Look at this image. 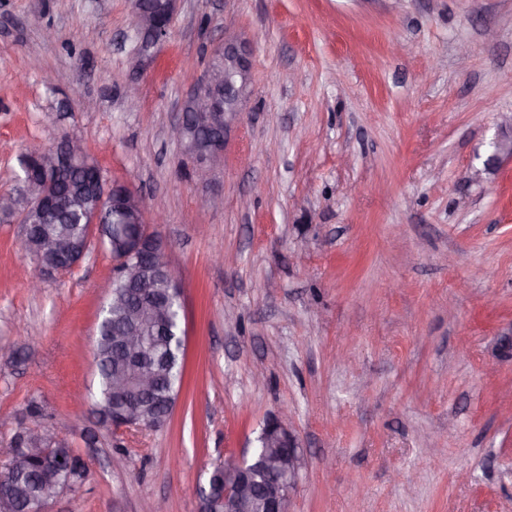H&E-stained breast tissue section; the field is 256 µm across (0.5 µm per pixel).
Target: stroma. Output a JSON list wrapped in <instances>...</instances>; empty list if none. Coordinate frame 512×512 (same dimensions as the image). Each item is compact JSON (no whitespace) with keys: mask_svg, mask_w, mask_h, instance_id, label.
<instances>
[{"mask_svg":"<svg viewBox=\"0 0 512 512\" xmlns=\"http://www.w3.org/2000/svg\"><path fill=\"white\" fill-rule=\"evenodd\" d=\"M134 21L133 0H0V193L77 137L163 215L184 384L158 428L74 407L112 258L30 292L0 216V472L45 425L87 469L46 512H199L284 412L288 512H512V160L482 170L512 117V0H177L147 57ZM228 45L246 81L201 182L168 130Z\"/></svg>","mask_w":512,"mask_h":512,"instance_id":"35a3bbf8","label":"stroma"}]
</instances>
